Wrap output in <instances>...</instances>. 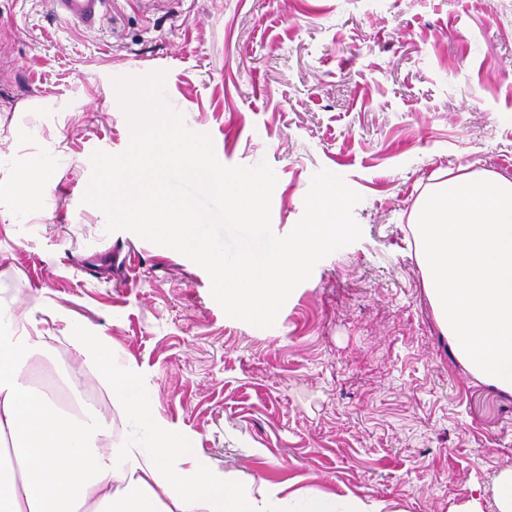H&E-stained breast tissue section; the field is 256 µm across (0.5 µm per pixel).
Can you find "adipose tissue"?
Segmentation results:
<instances>
[{"label":"adipose tissue","mask_w":512,"mask_h":512,"mask_svg":"<svg viewBox=\"0 0 512 512\" xmlns=\"http://www.w3.org/2000/svg\"><path fill=\"white\" fill-rule=\"evenodd\" d=\"M69 343L94 355L96 380L131 418L149 423L141 448L112 441L109 427L77 418L36 391L27 363L45 345L39 329L0 327V512H383V503L213 475L181 438L162 431L133 371H112V353L80 332ZM124 486L116 496L113 484Z\"/></svg>","instance_id":"adipose-tissue-1"}]
</instances>
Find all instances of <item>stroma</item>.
Masks as SVG:
<instances>
[{
    "mask_svg": "<svg viewBox=\"0 0 512 512\" xmlns=\"http://www.w3.org/2000/svg\"><path fill=\"white\" fill-rule=\"evenodd\" d=\"M84 30L0 0V304L34 364L93 390L68 337L134 369L154 414L216 475L456 512L512 466V395L467 373L436 324L407 214L438 171L512 175V0H115ZM165 74L226 166L268 163L289 234L320 170L361 196V238L316 264L274 326L228 317L204 269L83 203L90 157L131 131L112 80ZM46 171L37 207L14 184Z\"/></svg>",
    "mask_w": 512,
    "mask_h": 512,
    "instance_id": "35a3bbf8",
    "label": "stroma"
}]
</instances>
